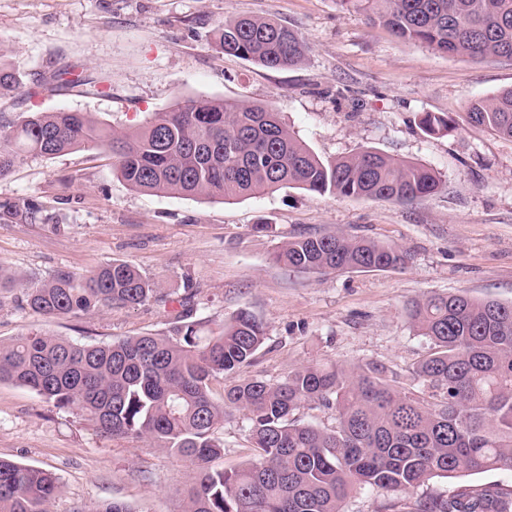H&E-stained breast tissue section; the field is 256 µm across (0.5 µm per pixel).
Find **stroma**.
<instances>
[{"label": "stroma", "mask_w": 512, "mask_h": 512, "mask_svg": "<svg viewBox=\"0 0 512 512\" xmlns=\"http://www.w3.org/2000/svg\"><path fill=\"white\" fill-rule=\"evenodd\" d=\"M235 16L296 29L306 64L269 69L216 52L215 29ZM0 52L20 89L0 97V121L24 112H89L132 130L155 112L204 96L280 112L320 157L370 147L436 169L445 186L403 205L282 189L230 202L131 190L109 156L29 155L0 179V201L30 196L43 211L28 224L0 223V267L30 281L60 270L86 274L105 262L136 265L172 302L113 308L81 319H46L0 303V340L40 330L80 343L164 331L191 300L194 318L219 323L247 309L267 338L237 378L282 379L315 362H381L399 376L429 348L405 306L430 293L463 292L512 302V140L467 123L472 100L512 87V62L472 63L404 43L339 0H0ZM69 69L105 80L84 95L51 82ZM426 112L456 130L428 135ZM272 225L269 233L254 232ZM339 229L406 249L387 271L328 275L285 271L270 260L303 232ZM241 412L215 434L224 453L212 469L248 460ZM0 457L48 468L60 479L51 512L114 500L147 512H183L196 468L134 436L102 437L78 410H59L29 389L0 383ZM494 484L512 493V470L434 478L424 495Z\"/></svg>", "instance_id": "stroma-1"}]
</instances>
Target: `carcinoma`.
Listing matches in <instances>:
<instances>
[{"instance_id":"carcinoma-1","label":"carcinoma","mask_w":512,"mask_h":512,"mask_svg":"<svg viewBox=\"0 0 512 512\" xmlns=\"http://www.w3.org/2000/svg\"><path fill=\"white\" fill-rule=\"evenodd\" d=\"M339 2L398 40L472 62L512 60V0ZM215 48L270 69L301 65L308 55L297 30L261 17L224 20ZM52 81L101 92L68 69ZM20 85L0 58V92ZM467 118L512 140V88L474 101ZM419 126L435 135L455 121L426 112ZM77 149L112 157L113 173L135 191L224 201L292 188L409 204L444 186L435 169L372 148L323 159L272 109L208 97L154 112L133 131L88 112L24 113L0 124V178L28 154ZM41 212L17 198L0 204V221L26 223ZM408 259L397 245L338 230L300 234L271 255L290 271L319 274L398 269ZM2 288L20 289L22 306L46 318L170 302L154 280L119 260L79 278L60 270L37 282L0 269ZM407 314L431 350L403 383L383 363H312L276 382L231 381L217 403L212 381L249 362L266 339L264 323L247 309L221 324L180 314L160 333L91 344L30 332L0 341V382L28 388L56 409L82 411L107 438H144L192 464L197 480L184 512H343L356 487L402 496L390 512H512V496L496 485L409 499L435 477L512 470V304L430 295L411 300ZM305 409L330 411L335 425L304 422ZM233 410L244 412L250 458L214 470L209 462L224 454L214 429ZM59 484L49 469L0 458V512H50ZM79 512L144 510L112 501Z\"/></svg>"}]
</instances>
